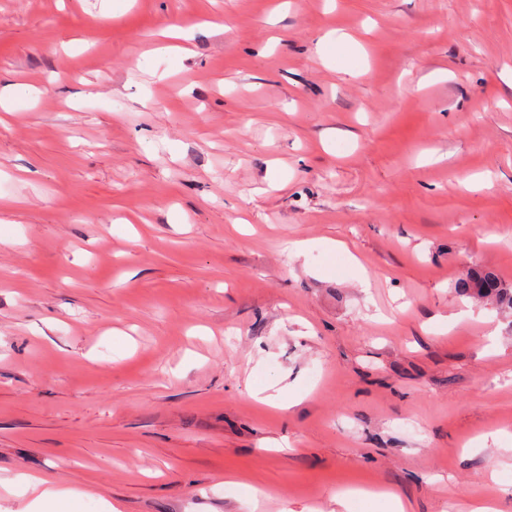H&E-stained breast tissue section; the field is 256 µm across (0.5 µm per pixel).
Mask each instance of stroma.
Wrapping results in <instances>:
<instances>
[{
    "mask_svg": "<svg viewBox=\"0 0 512 512\" xmlns=\"http://www.w3.org/2000/svg\"><path fill=\"white\" fill-rule=\"evenodd\" d=\"M1 70L0 480L512 512V0H0ZM453 288L460 296L492 301L512 308V288L505 287L500 279L490 273L472 270L458 277Z\"/></svg>",
    "mask_w": 512,
    "mask_h": 512,
    "instance_id": "stroma-1",
    "label": "stroma"
}]
</instances>
